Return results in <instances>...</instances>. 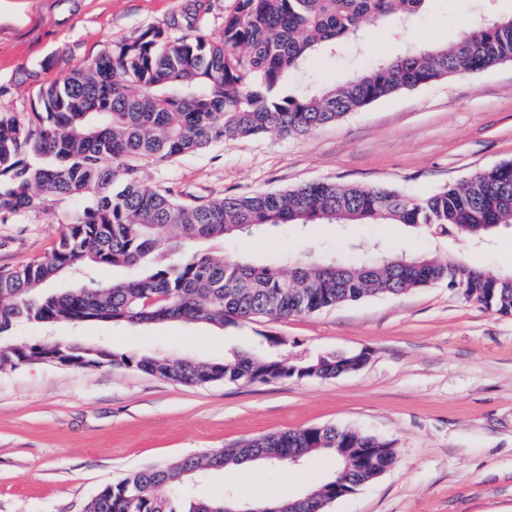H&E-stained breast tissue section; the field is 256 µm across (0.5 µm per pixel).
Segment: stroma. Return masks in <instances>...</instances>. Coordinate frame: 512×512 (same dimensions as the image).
Returning <instances> with one entry per match:
<instances>
[{
    "label": "stroma",
    "mask_w": 512,
    "mask_h": 512,
    "mask_svg": "<svg viewBox=\"0 0 512 512\" xmlns=\"http://www.w3.org/2000/svg\"><path fill=\"white\" fill-rule=\"evenodd\" d=\"M220 38L236 0H38L29 23H0V109L29 111L42 83L112 44L180 16L189 5ZM512 15V0H432L412 40L453 44L470 18ZM392 28L372 29L306 67L326 88L399 53ZM512 161V62L404 90L305 134L218 142L144 169L145 185L200 200L282 191L318 181L382 186L424 198ZM63 227L30 212L0 223V267L33 263ZM257 261L312 254L346 262L401 251L512 271V226L483 244L397 224H281L220 246ZM22 340L103 341L119 354L221 361L260 349L306 363L368 352L335 378L185 386L127 367L76 369L34 361L0 371V512H84L127 474L217 453L257 435L333 424L393 441L396 462L326 512H512V316L447 285L375 296L316 314L215 328L100 322L17 327ZM276 337L263 345V336ZM336 468L318 453L289 481L264 464L230 466L194 493L256 486L296 496Z\"/></svg>",
    "instance_id": "obj_1"
}]
</instances>
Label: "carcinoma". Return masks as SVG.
Listing matches in <instances>:
<instances>
[{"label": "carcinoma", "mask_w": 512, "mask_h": 512, "mask_svg": "<svg viewBox=\"0 0 512 512\" xmlns=\"http://www.w3.org/2000/svg\"><path fill=\"white\" fill-rule=\"evenodd\" d=\"M429 0H237L218 40L199 33L194 13L174 17L112 45L96 58L40 87L29 112L0 110V220L29 212L66 225L41 260L0 268V370L70 354L94 368L124 365L187 386L269 383L289 377L335 378L354 366L351 354L310 363L253 352L222 362L157 354L118 355L104 343L29 344L14 336L21 322L207 323L279 320L321 312L373 295L399 297L444 283L468 301L512 316V276L464 261L392 256L377 264L282 259H229L205 244L279 224L377 222L485 241L512 224V162L417 199L395 189L316 182L279 192L207 201L170 188L146 187L141 172L214 142L276 131L304 135L403 90L489 69L512 57V16L470 25L450 47L410 43L397 56L328 91L288 93V79L312 57L360 39L368 26H404ZM186 28L190 35L174 37ZM76 200L75 211L56 210ZM101 266L133 276L86 281ZM83 275L63 292L41 287ZM333 455L334 474L307 491L305 512H323L333 488L352 492L369 482L375 462L339 448H378L388 464L394 443L334 425L282 430L239 442L211 456L185 457L134 472L104 487L87 512H224L259 509L262 501L230 494L197 499L194 477L229 465L270 461L284 470L288 449Z\"/></svg>", "instance_id": "obj_1"}]
</instances>
